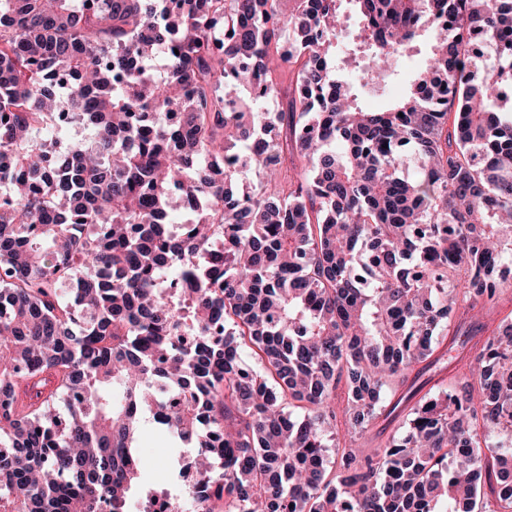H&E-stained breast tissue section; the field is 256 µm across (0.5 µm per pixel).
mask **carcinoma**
I'll return each mask as SVG.
<instances>
[{
  "label": "carcinoma",
  "mask_w": 512,
  "mask_h": 512,
  "mask_svg": "<svg viewBox=\"0 0 512 512\" xmlns=\"http://www.w3.org/2000/svg\"><path fill=\"white\" fill-rule=\"evenodd\" d=\"M351 2L374 83L436 33L382 109L342 0L0 6V512H130L147 412L196 512H512V0ZM343 25L338 37V50L340 53L348 52L355 47L357 40L359 20L349 0L343 1ZM435 33L428 31L417 41L415 48L411 51L410 57L404 59L401 65V76H409L417 69L423 60L427 57L428 51L434 41ZM361 65L358 70L352 71V78L358 82L357 94L362 107L366 109L380 107L385 102V94H399L403 90V84L400 83L394 87H382L381 89L374 88V85L367 83V66L368 58H359ZM365 76V79L363 77Z\"/></svg>",
  "instance_id": "obj_1"
}]
</instances>
